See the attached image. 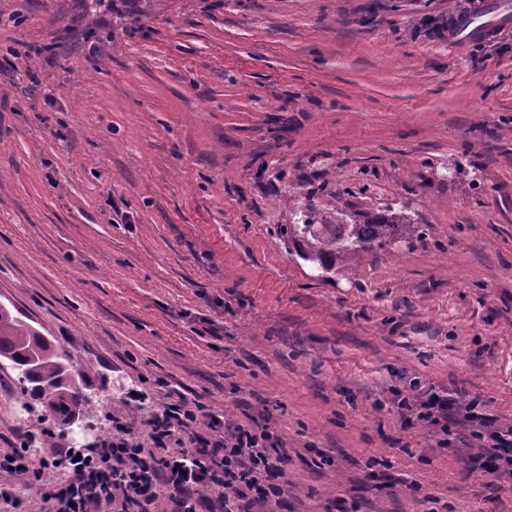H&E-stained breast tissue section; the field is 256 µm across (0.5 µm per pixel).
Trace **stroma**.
<instances>
[{
	"label": "stroma",
	"mask_w": 512,
	"mask_h": 512,
	"mask_svg": "<svg viewBox=\"0 0 512 512\" xmlns=\"http://www.w3.org/2000/svg\"><path fill=\"white\" fill-rule=\"evenodd\" d=\"M469 2L0 0V304L91 398L75 439L0 363V454L120 423L151 450L183 399L195 440L214 417L286 452L251 512H512L477 439L394 405L417 379L512 425V31L449 43ZM292 197L425 235L318 278Z\"/></svg>",
	"instance_id": "35a3bbf8"
}]
</instances>
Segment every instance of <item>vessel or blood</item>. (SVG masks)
Here are the masks:
<instances>
[{
	"instance_id": "b4317fda",
	"label": "vessel or blood",
	"mask_w": 512,
	"mask_h": 512,
	"mask_svg": "<svg viewBox=\"0 0 512 512\" xmlns=\"http://www.w3.org/2000/svg\"><path fill=\"white\" fill-rule=\"evenodd\" d=\"M509 29L512 0H478L474 7L454 15L449 39L456 44H470Z\"/></svg>"
}]
</instances>
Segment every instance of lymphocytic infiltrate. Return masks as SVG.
<instances>
[{"label": "lymphocytic infiltrate", "mask_w": 512, "mask_h": 512, "mask_svg": "<svg viewBox=\"0 0 512 512\" xmlns=\"http://www.w3.org/2000/svg\"><path fill=\"white\" fill-rule=\"evenodd\" d=\"M411 395L399 398L397 407L404 418L428 419L440 428L448 426L449 410L463 421L485 425L483 455L504 457L503 477L512 478V426L487 423L480 401L448 399L425 393L413 383ZM199 408L179 403L167 406L157 426L156 442L170 441L165 456L145 458L140 444L120 433L98 448H62L43 460L46 469L65 476V488L55 495L51 512H105L120 503V512H151L159 498L172 503V512H197L199 492L219 485L225 490V512H249L255 495L269 497L264 486L278 469L269 451L267 429L249 431L212 420L213 441L189 448L184 437L199 419Z\"/></svg>", "instance_id": "f902f5d3"}]
</instances>
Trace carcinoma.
<instances>
[{
  "label": "carcinoma",
  "mask_w": 512,
  "mask_h": 512,
  "mask_svg": "<svg viewBox=\"0 0 512 512\" xmlns=\"http://www.w3.org/2000/svg\"><path fill=\"white\" fill-rule=\"evenodd\" d=\"M297 221L285 224L283 236L299 258L317 257L328 271L361 260L365 255L389 249L401 239L407 243L421 238L424 228L402 209L386 207L359 221L341 207L315 224L303 221L306 213L294 207ZM0 361L18 371L22 406L35 401L67 425L90 405V397L76 380L69 378L63 352L0 305Z\"/></svg>",
  "instance_id": "cac0c4a2"
}]
</instances>
